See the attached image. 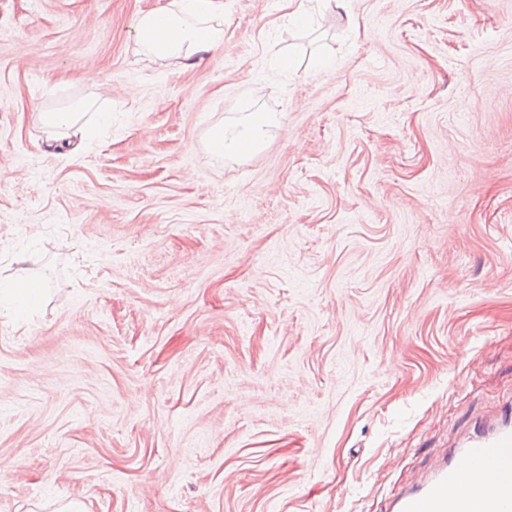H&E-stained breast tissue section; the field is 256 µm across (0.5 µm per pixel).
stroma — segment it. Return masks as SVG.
Instances as JSON below:
<instances>
[{
	"mask_svg": "<svg viewBox=\"0 0 512 512\" xmlns=\"http://www.w3.org/2000/svg\"><path fill=\"white\" fill-rule=\"evenodd\" d=\"M167 2L0 0V512H384L512 402V0ZM135 30L139 53L146 58L187 59L224 47V19L214 0H171L142 12ZM83 116V112H78V108H73L70 111L40 113V120L45 126L52 129L70 130L77 127V130L83 131V126H78ZM231 136L223 130L213 132L211 148L218 154L245 156L255 152L263 143L267 129L278 124L277 113L254 112ZM40 290L41 288L34 282H21L14 288H2L0 290V301L5 299L17 304V307H22L33 297H36Z\"/></svg>",
	"mask_w": 512,
	"mask_h": 512,
	"instance_id": "stroma-1",
	"label": "stroma"
}]
</instances>
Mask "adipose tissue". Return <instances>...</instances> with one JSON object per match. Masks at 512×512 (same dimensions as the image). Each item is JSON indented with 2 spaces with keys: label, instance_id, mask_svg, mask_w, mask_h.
Wrapping results in <instances>:
<instances>
[{
  "label": "adipose tissue",
  "instance_id": "1",
  "mask_svg": "<svg viewBox=\"0 0 512 512\" xmlns=\"http://www.w3.org/2000/svg\"><path fill=\"white\" fill-rule=\"evenodd\" d=\"M136 44L147 58H189L197 52L224 47V19L214 0H170L163 8L141 13ZM273 112H255L231 135L213 132L211 148L219 154L245 156L263 143L268 128L277 125Z\"/></svg>",
  "mask_w": 512,
  "mask_h": 512
}]
</instances>
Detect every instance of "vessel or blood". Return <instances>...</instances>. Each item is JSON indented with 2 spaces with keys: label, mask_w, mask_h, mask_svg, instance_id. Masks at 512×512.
I'll use <instances>...</instances> for the list:
<instances>
[{
  "label": "vessel or blood",
  "mask_w": 512,
  "mask_h": 512,
  "mask_svg": "<svg viewBox=\"0 0 512 512\" xmlns=\"http://www.w3.org/2000/svg\"><path fill=\"white\" fill-rule=\"evenodd\" d=\"M386 512H512V407L476 420L448 456L402 489Z\"/></svg>",
  "instance_id": "vessel-or-blood-1"
}]
</instances>
